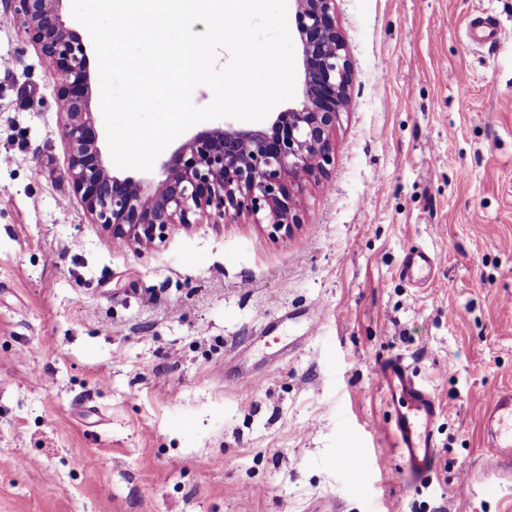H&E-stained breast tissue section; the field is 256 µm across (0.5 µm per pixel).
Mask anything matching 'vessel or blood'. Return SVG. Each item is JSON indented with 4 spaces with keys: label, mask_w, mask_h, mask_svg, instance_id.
<instances>
[{
    "label": "vessel or blood",
    "mask_w": 512,
    "mask_h": 512,
    "mask_svg": "<svg viewBox=\"0 0 512 512\" xmlns=\"http://www.w3.org/2000/svg\"><path fill=\"white\" fill-rule=\"evenodd\" d=\"M377 377L385 399L397 407L387 430L394 449L409 474L426 473L435 456L434 423L439 413L433 392L400 359L380 363ZM482 427L487 448L480 474L484 489L491 490L512 477V389L497 393L485 405Z\"/></svg>",
    "instance_id": "b4317fda"
}]
</instances>
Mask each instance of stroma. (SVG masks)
<instances>
[{
	"instance_id": "1",
	"label": "stroma",
	"mask_w": 512,
	"mask_h": 512,
	"mask_svg": "<svg viewBox=\"0 0 512 512\" xmlns=\"http://www.w3.org/2000/svg\"><path fill=\"white\" fill-rule=\"evenodd\" d=\"M336 23L351 101L303 224L204 216L134 250L75 194L59 78L0 0V512H512L466 479L512 388V0ZM393 358L440 406L418 480L378 431Z\"/></svg>"
}]
</instances>
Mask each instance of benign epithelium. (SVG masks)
<instances>
[{"mask_svg":"<svg viewBox=\"0 0 512 512\" xmlns=\"http://www.w3.org/2000/svg\"><path fill=\"white\" fill-rule=\"evenodd\" d=\"M61 0H11L21 39L60 76L57 99L69 147L67 176L92 221L126 245L163 241L176 224L246 216L286 239L304 223L303 184L334 164L332 135L350 103L352 70L336 25V0H295L302 44L301 101L272 113L268 127L231 120L203 130L147 178L112 169L90 107L87 49L60 12Z\"/></svg>","mask_w":512,"mask_h":512,"instance_id":"1","label":"benign epithelium"}]
</instances>
